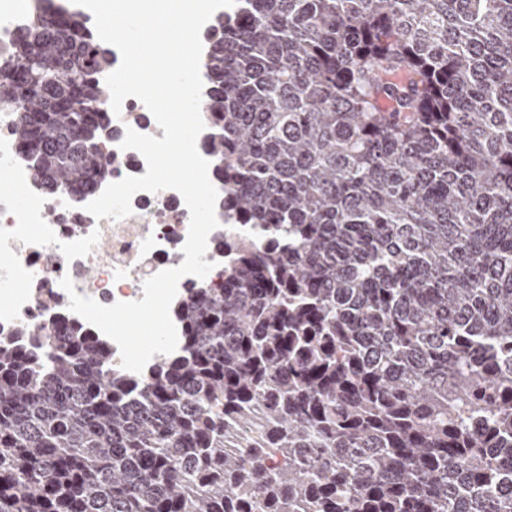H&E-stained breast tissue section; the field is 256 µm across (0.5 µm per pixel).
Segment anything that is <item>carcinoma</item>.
<instances>
[{
	"label": "carcinoma",
	"instance_id": "carcinoma-1",
	"mask_svg": "<svg viewBox=\"0 0 512 512\" xmlns=\"http://www.w3.org/2000/svg\"><path fill=\"white\" fill-rule=\"evenodd\" d=\"M205 67L252 242L139 375L0 334V512H512V0H236ZM111 69L75 16L0 65L50 195L112 175Z\"/></svg>",
	"mask_w": 512,
	"mask_h": 512
}]
</instances>
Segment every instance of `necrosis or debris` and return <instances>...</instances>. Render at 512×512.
Masks as SVG:
<instances>
[{
    "label": "necrosis or debris",
    "mask_w": 512,
    "mask_h": 512,
    "mask_svg": "<svg viewBox=\"0 0 512 512\" xmlns=\"http://www.w3.org/2000/svg\"><path fill=\"white\" fill-rule=\"evenodd\" d=\"M77 11L71 0H0V62L10 59L16 36L33 17L61 19ZM17 116V110H0V333L24 322L76 320L60 285L66 276L79 295L104 305L142 300L148 277L185 259L190 212L182 196L169 189L138 192L131 215L119 221L86 210L105 182L47 196L32 180L15 137ZM111 122L112 135L99 150L112 162L113 180L144 175L142 155L120 144L127 130L160 139L163 129L134 97Z\"/></svg>",
    "instance_id": "necrosis-or-debris-1"
}]
</instances>
